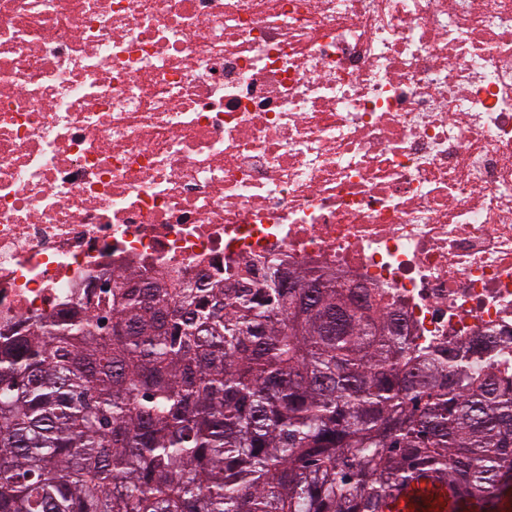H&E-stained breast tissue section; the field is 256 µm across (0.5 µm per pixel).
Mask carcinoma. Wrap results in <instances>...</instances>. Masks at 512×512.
<instances>
[{"mask_svg": "<svg viewBox=\"0 0 512 512\" xmlns=\"http://www.w3.org/2000/svg\"><path fill=\"white\" fill-rule=\"evenodd\" d=\"M122 285L0 343V512H386L512 488V380L322 275ZM443 498V501H440ZM475 501L457 499L447 486L431 480H421L407 486L392 500L390 512H475Z\"/></svg>", "mask_w": 512, "mask_h": 512, "instance_id": "carcinoma-1", "label": "carcinoma"}]
</instances>
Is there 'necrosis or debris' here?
<instances>
[{
	"label": "necrosis or debris",
	"mask_w": 512,
	"mask_h": 512,
	"mask_svg": "<svg viewBox=\"0 0 512 512\" xmlns=\"http://www.w3.org/2000/svg\"><path fill=\"white\" fill-rule=\"evenodd\" d=\"M260 259L512 375V0H0V338Z\"/></svg>",
	"instance_id": "obj_1"
}]
</instances>
